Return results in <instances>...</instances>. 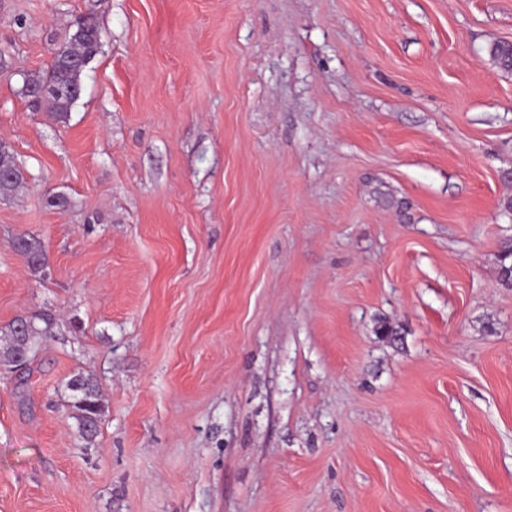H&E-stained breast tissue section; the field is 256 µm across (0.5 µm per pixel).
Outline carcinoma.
<instances>
[{
  "mask_svg": "<svg viewBox=\"0 0 512 512\" xmlns=\"http://www.w3.org/2000/svg\"><path fill=\"white\" fill-rule=\"evenodd\" d=\"M102 34L96 18L84 17L76 30L56 51L49 71L44 75H30L23 81L22 91L33 106H46L59 121L68 118L73 106L80 99L76 91L83 89L81 76L83 69L74 65L76 59H93L101 49ZM494 63L503 71L512 72V45L496 43L490 49ZM45 87L48 93L41 99H31V88ZM23 176L8 152L0 153V195L13 192L22 183ZM14 250L35 272L46 265V253L41 243L21 235L14 242ZM52 320L41 314L14 319L8 326L5 336L7 346L0 352V363L9 365L17 361V356L27 357L34 342L41 336L50 334ZM72 392L70 407L77 420L80 436L90 442L98 431L100 418L104 412L101 395L94 381L78 373L67 382Z\"/></svg>",
  "mask_w": 512,
  "mask_h": 512,
  "instance_id": "carcinoma-1",
  "label": "carcinoma"
}]
</instances>
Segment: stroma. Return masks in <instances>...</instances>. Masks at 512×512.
Returning <instances> with one entry per match:
<instances>
[{
    "label": "stroma",
    "mask_w": 512,
    "mask_h": 512,
    "mask_svg": "<svg viewBox=\"0 0 512 512\" xmlns=\"http://www.w3.org/2000/svg\"><path fill=\"white\" fill-rule=\"evenodd\" d=\"M90 11L60 122L23 78ZM497 42L512 0H0V329L54 321L0 368V512H512ZM23 176L8 152L0 153V195L13 192L22 183ZM14 250L33 271L39 272L45 267L46 253L38 240L21 235L14 242ZM72 392L70 407L77 420V429L80 436L90 442L98 431L100 418L104 412L101 395L94 381L82 374H74L67 382Z\"/></svg>",
    "instance_id": "35a3bbf8"
}]
</instances>
